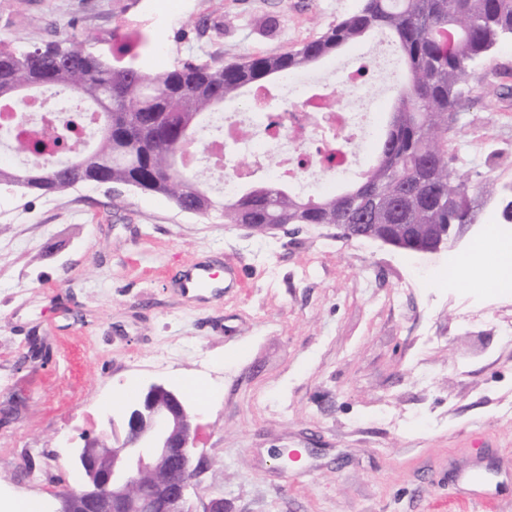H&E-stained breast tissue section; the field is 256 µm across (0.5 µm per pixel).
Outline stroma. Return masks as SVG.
I'll use <instances>...</instances> for the list:
<instances>
[{"label": "stroma", "instance_id": "stroma-1", "mask_svg": "<svg viewBox=\"0 0 512 512\" xmlns=\"http://www.w3.org/2000/svg\"><path fill=\"white\" fill-rule=\"evenodd\" d=\"M359 4L0 0V40L108 55L134 20L155 75L290 51ZM477 73L456 148L479 221L437 254L332 224L261 235L136 189H1L0 491L53 502L83 435L121 433L161 383L198 416L193 512H512V295L446 282L512 185V40ZM205 255L239 261L244 288L183 296L172 276ZM472 467L500 481L491 506L457 480Z\"/></svg>", "mask_w": 512, "mask_h": 512}]
</instances>
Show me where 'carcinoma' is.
I'll return each mask as SVG.
<instances>
[{
    "mask_svg": "<svg viewBox=\"0 0 512 512\" xmlns=\"http://www.w3.org/2000/svg\"><path fill=\"white\" fill-rule=\"evenodd\" d=\"M374 32L389 45L406 70L396 87V108L376 144L375 162L351 189L302 198L275 183H261L253 195L231 196L215 188L210 202L194 188L203 183L184 163V131L211 136L218 126L203 120L218 102L271 78L319 62ZM512 34V0H360V7L332 22L317 38L277 55L247 57L222 66L183 62L152 75L143 66L146 42L138 37L113 47L112 55L86 49L72 38L63 43L67 59H56L50 43L25 50L0 45V90L35 85L72 103L73 112L100 116L94 141L69 149L65 160L46 148L61 142L56 126H44L23 155L41 161L0 165V183L33 178L42 194L70 183V163L89 159V169L112 185H127L174 200L180 208L207 215L218 211L226 224H474L472 185L458 174L459 155L448 143L461 130L463 103L475 91L482 57Z\"/></svg>",
    "mask_w": 512,
    "mask_h": 512,
    "instance_id": "carcinoma-1",
    "label": "carcinoma"
}]
</instances>
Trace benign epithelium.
<instances>
[{"instance_id": "benign-epithelium-1", "label": "benign epithelium", "mask_w": 512, "mask_h": 512, "mask_svg": "<svg viewBox=\"0 0 512 512\" xmlns=\"http://www.w3.org/2000/svg\"><path fill=\"white\" fill-rule=\"evenodd\" d=\"M354 239L377 240L414 253L442 249L436 227L425 240L412 226L392 236L383 224H353ZM196 426L181 397L161 384L144 391L125 416V436L113 445L84 437L78 463L86 479L55 495L52 512H185L187 496L200 473L193 462ZM160 471L163 478L141 487V478Z\"/></svg>"}]
</instances>
